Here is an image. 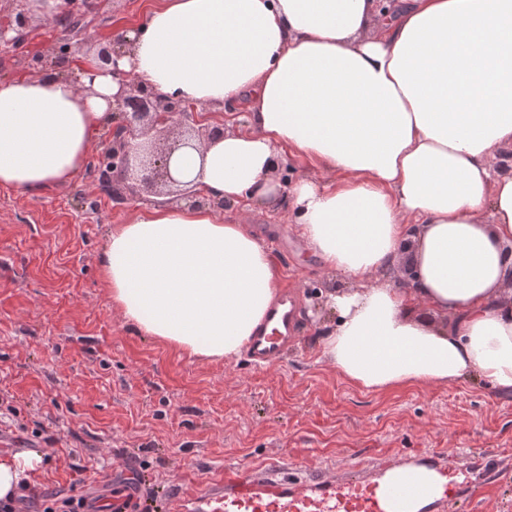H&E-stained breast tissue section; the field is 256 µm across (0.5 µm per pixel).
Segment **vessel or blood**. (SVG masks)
<instances>
[{"mask_svg":"<svg viewBox=\"0 0 512 512\" xmlns=\"http://www.w3.org/2000/svg\"><path fill=\"white\" fill-rule=\"evenodd\" d=\"M266 328L253 336L248 355L258 366L274 363L291 340L297 317L294 308L272 306ZM417 496L419 487L401 491L379 480L310 479L274 469L229 466L224 470V490L216 492L209 481L200 482L190 497L178 500L172 512H396L402 494Z\"/></svg>","mask_w":512,"mask_h":512,"instance_id":"1","label":"vessel or blood"}]
</instances>
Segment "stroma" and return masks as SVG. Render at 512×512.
<instances>
[{
  "mask_svg": "<svg viewBox=\"0 0 512 512\" xmlns=\"http://www.w3.org/2000/svg\"><path fill=\"white\" fill-rule=\"evenodd\" d=\"M145 2L94 0V34L141 21ZM153 199L115 203L86 169L37 196L0 187V458L40 455L33 493L108 502L125 491L141 512H166L229 464L340 478L391 462L446 468L475 512H512V394L480 380L347 382L321 352L341 279L278 214L234 205L220 217L284 244L274 264L301 339L280 363L191 358L127 323L99 256Z\"/></svg>",
  "mask_w": 512,
  "mask_h": 512,
  "instance_id": "35a3bbf8",
  "label": "stroma"
}]
</instances>
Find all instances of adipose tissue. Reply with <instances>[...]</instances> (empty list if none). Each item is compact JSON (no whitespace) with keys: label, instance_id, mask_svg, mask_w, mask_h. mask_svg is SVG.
Returning <instances> with one entry per match:
<instances>
[{"label":"adipose tissue","instance_id":"ef3b65f1","mask_svg":"<svg viewBox=\"0 0 512 512\" xmlns=\"http://www.w3.org/2000/svg\"><path fill=\"white\" fill-rule=\"evenodd\" d=\"M127 37L115 70L207 109L247 103L243 128L171 167L185 189L285 210L351 281L322 340L345 380L475 376L512 394V0H153ZM75 60L80 90L54 73L0 80V186L71 181L111 124L113 70L89 50ZM286 149L319 173L282 199ZM99 265L126 322L191 357L240 354L280 288L245 225L163 197L112 230ZM383 481L421 485L402 512L444 484L408 465Z\"/></svg>","mask_w":512,"mask_h":512}]
</instances>
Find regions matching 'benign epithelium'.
I'll list each match as a JSON object with an SVG mask.
<instances>
[{
	"mask_svg": "<svg viewBox=\"0 0 512 512\" xmlns=\"http://www.w3.org/2000/svg\"><path fill=\"white\" fill-rule=\"evenodd\" d=\"M11 20L0 25V54H9L26 45L35 28L36 19L28 8V0H8ZM92 10L87 0H65V7L43 24L58 28L66 38L46 53L26 56L33 73L55 70L68 77L71 38L97 47L101 66L112 64V57L130 45L124 34H114L101 43L84 33V20ZM202 112L196 103L158 93L136 78L124 74L120 89L112 96V126L105 132L94 160L99 189L116 201L124 200L129 184L146 190L171 187L177 180L171 172V158L182 147L195 146V138L214 141L224 137V125L202 124ZM152 135L149 142L135 151L131 140Z\"/></svg>",
	"mask_w": 512,
	"mask_h": 512,
	"instance_id": "benign-epithelium-1",
	"label": "benign epithelium"
}]
</instances>
